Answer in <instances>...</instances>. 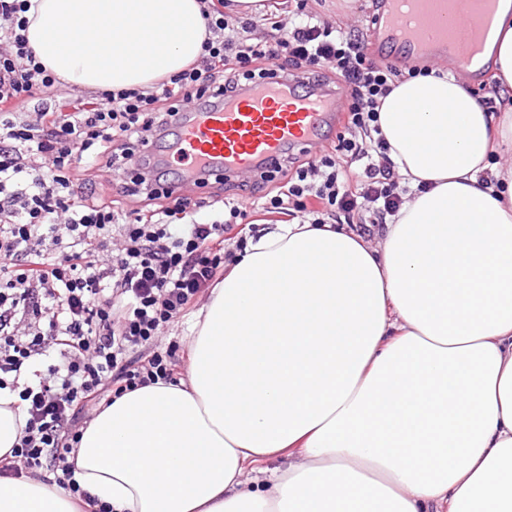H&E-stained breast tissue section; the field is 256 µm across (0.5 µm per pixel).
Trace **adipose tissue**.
<instances>
[{
    "label": "adipose tissue",
    "instance_id": "1",
    "mask_svg": "<svg viewBox=\"0 0 512 512\" xmlns=\"http://www.w3.org/2000/svg\"><path fill=\"white\" fill-rule=\"evenodd\" d=\"M61 82L146 88L201 53L199 0H38ZM477 66L512 88V0ZM413 193L378 246L332 224L249 240L190 330L186 377L97 411L70 457L113 512H512V102L464 75L397 80L379 109ZM0 512H76L0 479Z\"/></svg>",
    "mask_w": 512,
    "mask_h": 512
}]
</instances>
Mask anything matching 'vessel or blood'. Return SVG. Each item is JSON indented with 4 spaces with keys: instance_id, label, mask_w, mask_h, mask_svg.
<instances>
[{
    "instance_id": "b4317fda",
    "label": "vessel or blood",
    "mask_w": 512,
    "mask_h": 512,
    "mask_svg": "<svg viewBox=\"0 0 512 512\" xmlns=\"http://www.w3.org/2000/svg\"><path fill=\"white\" fill-rule=\"evenodd\" d=\"M389 0L376 21L384 38L403 49L435 36L460 44L463 57L480 52L487 22L498 0ZM305 76L278 78L249 87L223 105L184 112L170 144L156 149L153 159L161 170L174 171L175 189H182L189 172L208 178L239 175L257 167L272 169L274 161L296 146L319 142L334 119L335 93L308 88Z\"/></svg>"
}]
</instances>
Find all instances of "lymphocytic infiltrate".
<instances>
[{
    "label": "lymphocytic infiltrate",
    "instance_id": "lymphocytic-infiltrate-1",
    "mask_svg": "<svg viewBox=\"0 0 512 512\" xmlns=\"http://www.w3.org/2000/svg\"><path fill=\"white\" fill-rule=\"evenodd\" d=\"M270 4L263 21L232 22L224 0H202L208 35L195 62L145 89L58 101L55 77L24 36L33 0H0V392L17 395L25 416L10 456L0 457V476L43 469L87 512H112L74 477L69 456L82 421L125 392L174 382L180 347L157 341L223 278L233 259L225 236L246 220L248 205L363 225L400 210L408 188L378 123L399 71L370 60L354 31L320 23L307 0ZM332 72L345 87L352 134L298 165L282 155L273 171L285 174L283 190L265 192L269 173L260 172L242 182L245 198L225 199L212 220L201 218V200L151 207L157 193L139 175L125 191L146 205L122 211L88 200L86 171L151 167L144 148L179 125L188 105H216L277 74L321 83ZM36 100V120L23 117Z\"/></svg>",
    "mask_w": 512,
    "mask_h": 512
}]
</instances>
